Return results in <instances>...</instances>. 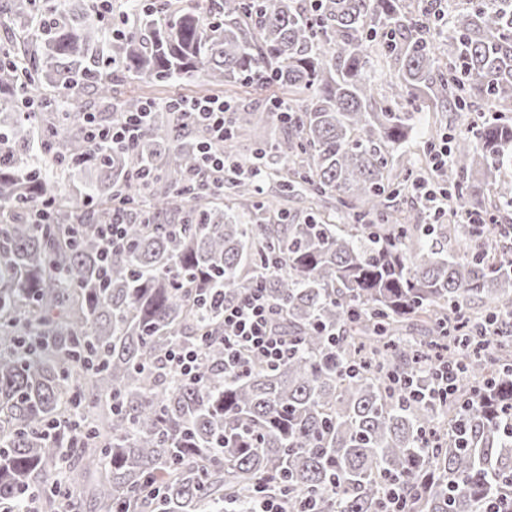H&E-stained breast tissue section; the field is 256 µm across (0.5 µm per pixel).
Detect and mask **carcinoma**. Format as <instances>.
I'll return each mask as SVG.
<instances>
[{
    "label": "carcinoma",
    "mask_w": 512,
    "mask_h": 512,
    "mask_svg": "<svg viewBox=\"0 0 512 512\" xmlns=\"http://www.w3.org/2000/svg\"><path fill=\"white\" fill-rule=\"evenodd\" d=\"M447 0L446 27L412 0H124L128 17L96 18L94 0H9L0 25V505L27 488L39 512H250L264 494L287 512H483L512 497V335L476 329L512 319V252L501 224H416L392 199L414 113L490 116L459 133L439 174L454 204L488 211L512 166V0ZM399 91L380 93L377 62ZM202 79L276 84L302 100L265 111L288 134L254 147L282 160L276 192L306 189L353 215L317 211L297 224H250L235 198L196 183L206 133L169 103L132 147L98 143L145 100L114 82ZM84 111L66 104L83 90ZM230 141L261 117L233 105ZM82 173L65 191L61 174ZM49 200L48 219L33 209ZM124 210L126 237L101 281L96 225ZM264 287L288 361L224 367V319L202 305ZM480 301L487 313L472 318ZM204 344L198 382L174 384L164 354ZM458 368L455 393L428 396L433 362ZM66 467L60 493L56 475Z\"/></svg>",
    "instance_id": "1"
}]
</instances>
